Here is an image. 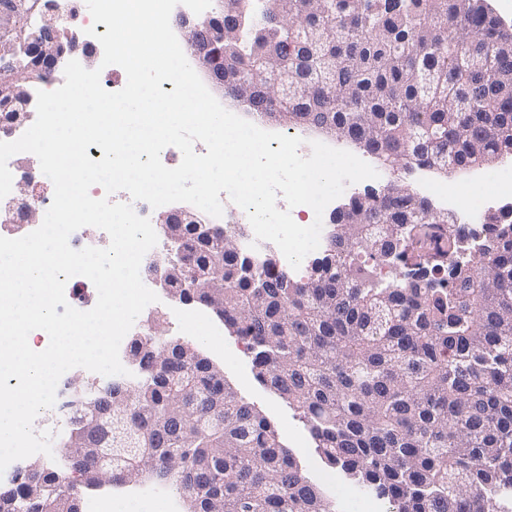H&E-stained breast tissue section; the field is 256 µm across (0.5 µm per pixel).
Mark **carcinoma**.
Returning <instances> with one entry per match:
<instances>
[{
  "instance_id": "carcinoma-1",
  "label": "carcinoma",
  "mask_w": 512,
  "mask_h": 512,
  "mask_svg": "<svg viewBox=\"0 0 512 512\" xmlns=\"http://www.w3.org/2000/svg\"><path fill=\"white\" fill-rule=\"evenodd\" d=\"M51 0L19 11L9 33L13 69L0 72V126L17 120L22 74L49 70L35 49ZM210 22L244 23L216 42L232 60L224 94L272 81L247 106L288 128H320L391 169L447 173L512 156V26L487 0H214ZM278 11L274 29L268 15ZM409 186L354 193L332 217L325 249L296 277L282 260L246 254V225L207 236L185 226L198 262L224 280V327L248 340L257 381L308 429L320 459L396 512H512V222L484 224L480 259L461 225ZM456 257L385 280L413 245ZM173 296L209 306L196 269L173 277ZM128 355L151 371L133 387L89 395L108 414L75 422L86 448L112 450V483L138 463L188 512H338L314 486L270 420L243 401L193 344L130 336ZM42 468L50 495L20 483L0 512H75L74 476Z\"/></svg>"
}]
</instances>
